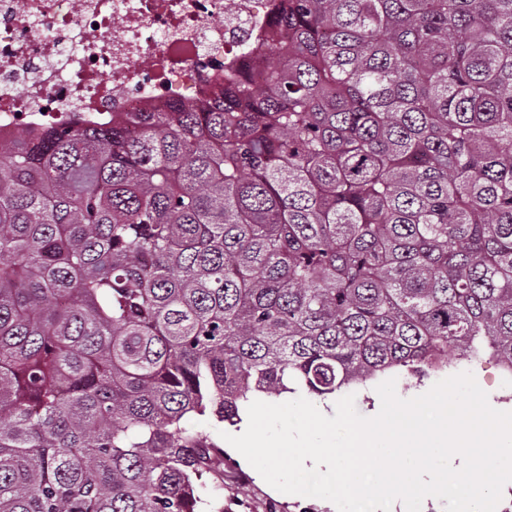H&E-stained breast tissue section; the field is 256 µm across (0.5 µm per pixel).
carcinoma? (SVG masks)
Listing matches in <instances>:
<instances>
[{"label": "carcinoma", "instance_id": "1", "mask_svg": "<svg viewBox=\"0 0 512 512\" xmlns=\"http://www.w3.org/2000/svg\"><path fill=\"white\" fill-rule=\"evenodd\" d=\"M270 15L195 107L0 143V512H224L190 416L512 372V0Z\"/></svg>", "mask_w": 512, "mask_h": 512}]
</instances>
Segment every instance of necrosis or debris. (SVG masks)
<instances>
[{
	"label": "necrosis or debris",
	"mask_w": 512,
	"mask_h": 512,
	"mask_svg": "<svg viewBox=\"0 0 512 512\" xmlns=\"http://www.w3.org/2000/svg\"><path fill=\"white\" fill-rule=\"evenodd\" d=\"M269 13V0H0V141L75 114L195 105L226 63L269 64L254 49Z\"/></svg>",
	"instance_id": "obj_1"
}]
</instances>
